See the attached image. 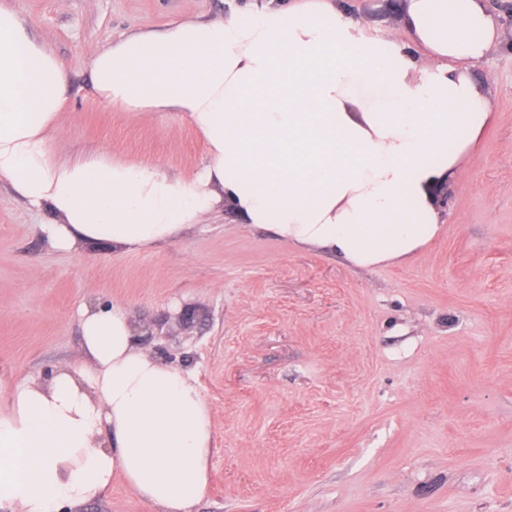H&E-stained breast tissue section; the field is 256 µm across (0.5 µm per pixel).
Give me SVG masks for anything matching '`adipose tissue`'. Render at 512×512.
I'll list each match as a JSON object with an SVG mask.
<instances>
[{"label": "adipose tissue", "mask_w": 512, "mask_h": 512, "mask_svg": "<svg viewBox=\"0 0 512 512\" xmlns=\"http://www.w3.org/2000/svg\"><path fill=\"white\" fill-rule=\"evenodd\" d=\"M404 39L372 34L345 0H249L229 15L137 30L91 55L117 112H178L202 136L193 175L106 152L52 149L69 99L62 60L0 4V179L54 246L137 251L231 208L289 243L372 267L431 242L434 185L454 175L494 105L464 68L493 47L483 0H399ZM92 368L15 387L0 405V512H60L122 477L161 512L209 483L210 408L192 371L135 342L124 306L84 309Z\"/></svg>", "instance_id": "adipose-tissue-1"}]
</instances>
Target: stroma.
Segmentation results:
<instances>
[{
    "label": "stroma",
    "mask_w": 512,
    "mask_h": 512,
    "mask_svg": "<svg viewBox=\"0 0 512 512\" xmlns=\"http://www.w3.org/2000/svg\"><path fill=\"white\" fill-rule=\"evenodd\" d=\"M246 2L9 0L68 71L54 151L200 169L179 113L93 98L90 55ZM485 4L499 40L468 70L496 110L448 182L438 236L407 258L358 268L228 208L142 251H62L0 179V392L85 365L80 313L116 303L210 406L195 512H512V0ZM74 512L158 509L119 479Z\"/></svg>",
    "instance_id": "1"
}]
</instances>
